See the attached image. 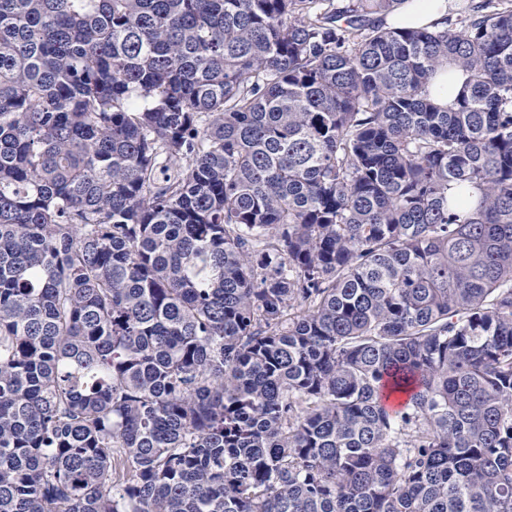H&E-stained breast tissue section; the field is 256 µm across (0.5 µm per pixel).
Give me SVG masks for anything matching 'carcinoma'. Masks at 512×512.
<instances>
[{
	"instance_id": "cac0c4a2",
	"label": "carcinoma",
	"mask_w": 512,
	"mask_h": 512,
	"mask_svg": "<svg viewBox=\"0 0 512 512\" xmlns=\"http://www.w3.org/2000/svg\"><path fill=\"white\" fill-rule=\"evenodd\" d=\"M407 2L0 0V512H512V0ZM444 0H409L401 15L389 19L388 23L396 26H425L441 22L438 26L447 25L444 16Z\"/></svg>"
}]
</instances>
